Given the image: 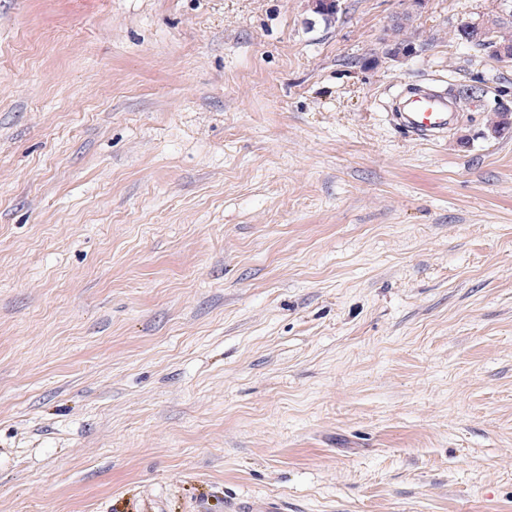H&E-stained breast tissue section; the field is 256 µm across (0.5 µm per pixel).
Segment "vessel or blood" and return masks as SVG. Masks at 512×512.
Here are the masks:
<instances>
[{"label":"vessel or blood","instance_id":"vessel-or-blood-1","mask_svg":"<svg viewBox=\"0 0 512 512\" xmlns=\"http://www.w3.org/2000/svg\"><path fill=\"white\" fill-rule=\"evenodd\" d=\"M394 108L399 127L409 137L423 142H435L446 136L458 112L444 90L429 84L403 90L397 95Z\"/></svg>","mask_w":512,"mask_h":512}]
</instances>
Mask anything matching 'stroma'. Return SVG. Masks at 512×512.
I'll list each match as a JSON object with an SVG mask.
<instances>
[{"label": "stroma", "instance_id": "stroma-1", "mask_svg": "<svg viewBox=\"0 0 512 512\" xmlns=\"http://www.w3.org/2000/svg\"><path fill=\"white\" fill-rule=\"evenodd\" d=\"M502 8L0 0V512H512ZM487 36L486 43L479 40H470L466 37V32L470 35H485L486 27ZM465 29V30H463ZM457 39L470 44L476 50L485 53L487 56L499 61H511L512 55L508 57H499L495 54H490L489 48L496 45H504L512 49V6L507 8L504 13L496 14L487 17L481 16L475 20L466 21L462 24V28L458 27L454 31ZM394 109L398 126L409 137L423 142H436L446 136L458 112L445 90L429 84L403 90L396 96Z\"/></svg>", "mask_w": 512, "mask_h": 512}]
</instances>
